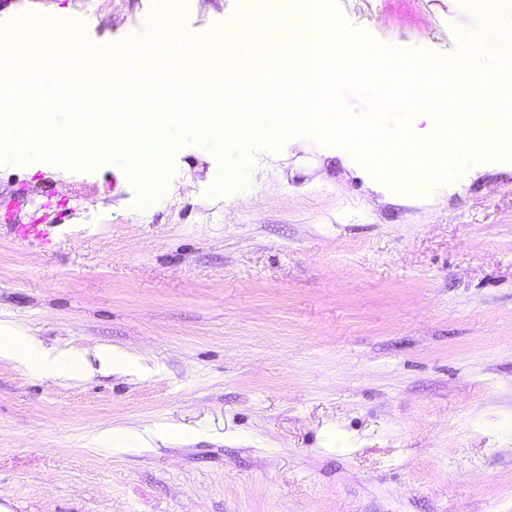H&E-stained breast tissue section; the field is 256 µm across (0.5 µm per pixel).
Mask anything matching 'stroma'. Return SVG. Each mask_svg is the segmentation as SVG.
I'll list each match as a JSON object with an SVG mask.
<instances>
[{"mask_svg":"<svg viewBox=\"0 0 512 512\" xmlns=\"http://www.w3.org/2000/svg\"><path fill=\"white\" fill-rule=\"evenodd\" d=\"M334 6L443 57L479 24L474 0ZM163 7L0 0V36L81 17L117 49ZM251 9L186 0L183 30L244 38ZM169 160L148 200L116 162L0 163V326L84 361L0 357V512H512V157L403 192L288 138L217 195L211 149ZM106 428L164 440L91 445Z\"/></svg>","mask_w":512,"mask_h":512,"instance_id":"stroma-1","label":"stroma"}]
</instances>
